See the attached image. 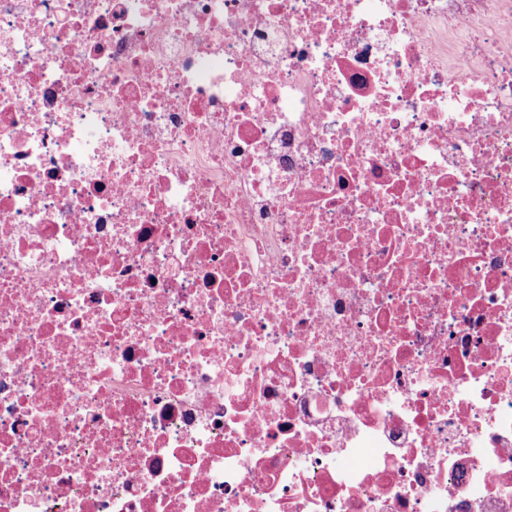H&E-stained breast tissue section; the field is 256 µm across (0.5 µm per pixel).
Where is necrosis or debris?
Wrapping results in <instances>:
<instances>
[{
    "mask_svg": "<svg viewBox=\"0 0 512 512\" xmlns=\"http://www.w3.org/2000/svg\"><path fill=\"white\" fill-rule=\"evenodd\" d=\"M0 512H512V0H0Z\"/></svg>",
    "mask_w": 512,
    "mask_h": 512,
    "instance_id": "1",
    "label": "necrosis or debris"
}]
</instances>
